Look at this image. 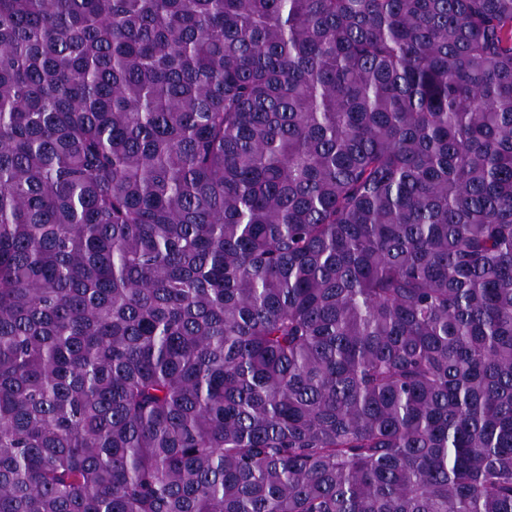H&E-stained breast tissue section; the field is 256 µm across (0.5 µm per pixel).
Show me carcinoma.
<instances>
[{
	"label": "carcinoma",
	"mask_w": 512,
	"mask_h": 512,
	"mask_svg": "<svg viewBox=\"0 0 512 512\" xmlns=\"http://www.w3.org/2000/svg\"><path fill=\"white\" fill-rule=\"evenodd\" d=\"M0 512H512V0H0Z\"/></svg>",
	"instance_id": "1"
}]
</instances>
